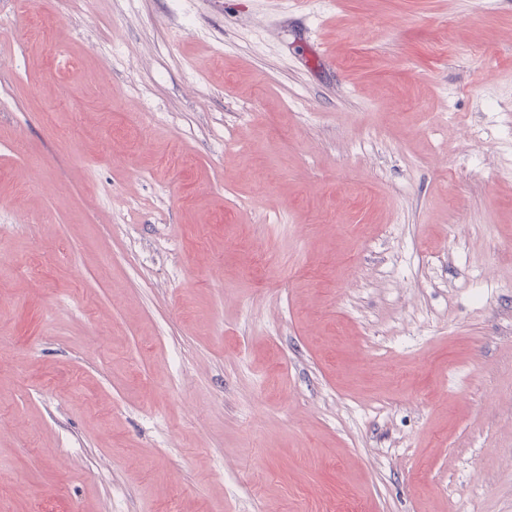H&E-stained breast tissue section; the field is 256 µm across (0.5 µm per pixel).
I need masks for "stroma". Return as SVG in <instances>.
I'll list each match as a JSON object with an SVG mask.
<instances>
[{
    "mask_svg": "<svg viewBox=\"0 0 512 512\" xmlns=\"http://www.w3.org/2000/svg\"><path fill=\"white\" fill-rule=\"evenodd\" d=\"M0 512H512V0H0Z\"/></svg>",
    "mask_w": 512,
    "mask_h": 512,
    "instance_id": "obj_1",
    "label": "stroma"
}]
</instances>
